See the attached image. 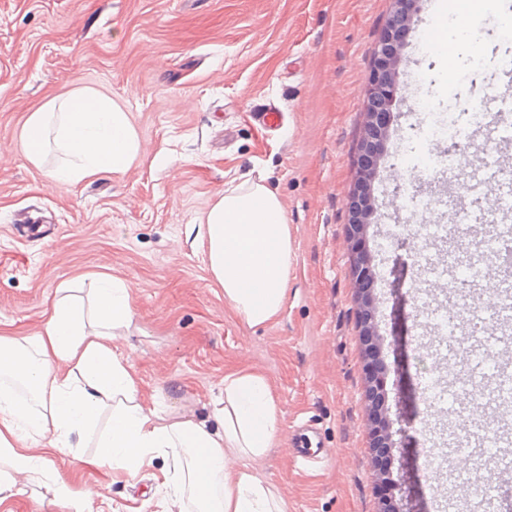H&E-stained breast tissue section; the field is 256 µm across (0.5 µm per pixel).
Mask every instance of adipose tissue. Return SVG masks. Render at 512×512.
Masks as SVG:
<instances>
[{"label": "adipose tissue", "instance_id": "1", "mask_svg": "<svg viewBox=\"0 0 512 512\" xmlns=\"http://www.w3.org/2000/svg\"><path fill=\"white\" fill-rule=\"evenodd\" d=\"M23 140L27 160L75 185L127 170L141 155L138 133L112 98L80 88L30 113ZM209 272L224 300L248 324L273 320L287 300L291 244L278 197L257 185L229 192L210 207L202 226ZM124 282L106 273L62 283L41 331L0 336V502L19 494V481L55 480L48 465L76 456L86 430L102 413L110 425L86 466L134 474L165 460L161 512H288L287 502L258 471L279 431L278 407L263 376L224 377L214 424L165 417L138 400L128 360L112 347L132 323ZM42 454H33V447Z\"/></svg>", "mask_w": 512, "mask_h": 512}]
</instances>
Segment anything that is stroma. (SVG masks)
I'll list each match as a JSON object with an SVG mask.
<instances>
[{"label": "stroma", "mask_w": 512, "mask_h": 512, "mask_svg": "<svg viewBox=\"0 0 512 512\" xmlns=\"http://www.w3.org/2000/svg\"><path fill=\"white\" fill-rule=\"evenodd\" d=\"M392 0H0V331L36 335L61 283L89 272L121 278L133 320L115 345L133 366L144 404L211 420L232 372L262 374L280 431L261 473L288 512H382L371 449L370 381L355 303L350 204L372 54ZM432 14L418 0L404 38L399 82L409 108L393 114L372 184L377 221L362 235L372 258V315L385 366L384 405L405 435L392 468L406 475L419 512L430 493L478 497L488 465L456 468L470 403L428 407L418 385L439 370L426 335L422 243L387 236L407 211L393 197L395 161L420 147L405 133L417 105L439 118L490 113L501 59L512 52V0L474 5L472 32L448 15L457 58L419 47ZM92 88L117 101L138 132L140 159L120 174L76 185L31 165L22 130L51 98ZM285 115L265 134L263 106ZM263 184L279 198L291 239L288 299L278 317L249 325L212 279L199 226L224 193ZM318 429L329 455L288 461L290 426ZM163 460L117 480L80 462L52 468L88 512H159ZM0 512H66L46 480L0 502Z\"/></svg>", "instance_id": "stroma-1"}]
</instances>
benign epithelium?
Wrapping results in <instances>:
<instances>
[{
  "instance_id": "1",
  "label": "benign epithelium",
  "mask_w": 512,
  "mask_h": 512,
  "mask_svg": "<svg viewBox=\"0 0 512 512\" xmlns=\"http://www.w3.org/2000/svg\"><path fill=\"white\" fill-rule=\"evenodd\" d=\"M392 2L393 9L374 49L364 102L365 126L359 145L361 162L358 171V179L364 186V192L352 200L350 227L355 234L361 233L366 225L374 223L375 210L370 186L383 154L393 107L401 97L399 67L403 62V44L398 36L400 32L407 30L416 9V0ZM353 267L356 283L371 277L369 259L364 252L355 253Z\"/></svg>"
}]
</instances>
